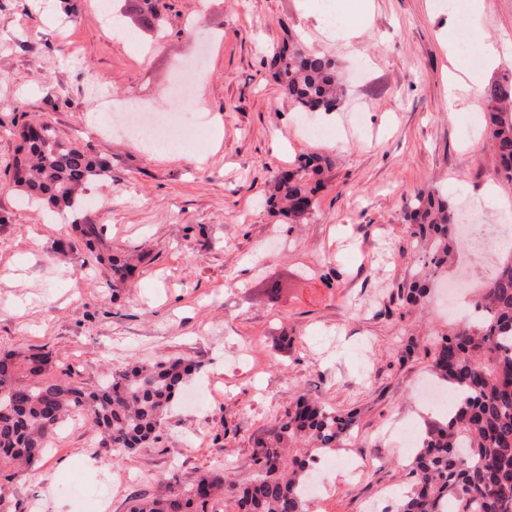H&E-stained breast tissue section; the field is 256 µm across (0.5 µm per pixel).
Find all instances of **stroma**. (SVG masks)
<instances>
[{"mask_svg": "<svg viewBox=\"0 0 512 512\" xmlns=\"http://www.w3.org/2000/svg\"><path fill=\"white\" fill-rule=\"evenodd\" d=\"M367 4L363 29L336 35ZM159 32H116L104 0H0V353L40 348L55 375L92 387L136 360L185 357L198 372L156 441L112 463L86 417L65 421L50 452L0 484L16 512H95L85 492L106 486L109 512L156 492L172 470L218 467L238 484L255 469L253 439L300 394L355 412L326 496L310 512H395L413 449L400 433L443 420L424 406L433 340L458 328L476 297L445 289L460 251L436 275L425 308L397 288L426 274L407 231L406 198L447 194L460 214L512 225V184L497 172L483 108L456 85L479 53L475 37L512 42V0H483L463 17L441 0H171ZM473 39L459 46L461 19ZM331 56L345 93L333 112H301L270 67L288 41ZM184 72L203 137L181 159L149 155L107 132L111 113L165 109ZM56 135L110 170L82 212L104 228L101 254L142 255L112 287L104 265L62 247L48 205L21 207L12 182L23 125ZM327 156L308 223L268 202L273 172ZM494 196H483L486 186ZM336 272L326 286L323 275ZM281 283L276 304L266 289Z\"/></svg>", "mask_w": 512, "mask_h": 512, "instance_id": "35a3bbf8", "label": "stroma"}]
</instances>
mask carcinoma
<instances>
[{
    "label": "carcinoma",
    "instance_id": "cac0c4a2",
    "mask_svg": "<svg viewBox=\"0 0 512 512\" xmlns=\"http://www.w3.org/2000/svg\"><path fill=\"white\" fill-rule=\"evenodd\" d=\"M132 20L144 29L160 26L165 0H133ZM274 75L301 112H334L341 100L336 64L297 44L274 52ZM493 150L512 182V85L484 92ZM14 160V183L31 199L45 200L61 212L81 209L85 183L107 168L56 137L47 124H26ZM326 159L307 155L297 166L274 175L270 206L286 203L291 224L304 223L322 187ZM411 238L429 244L430 263L439 268L462 249L452 206L435 192L405 200ZM77 241L90 255L103 228L85 218L74 224ZM112 282L131 275L129 258L108 257ZM430 289L415 278L398 289L407 305L421 306ZM480 312L437 341L433 374L464 396L445 422L422 433L410 464L412 483L397 500L396 512H512V258L475 301ZM41 351L0 355V472L31 466L49 451V442L76 411L83 412L112 451V461L142 448L160 426L198 365L185 358L132 362L95 388L49 372ZM30 378V382L22 378ZM356 415L340 413L300 395L284 416L256 438L257 473L242 485L229 482L224 469L187 478L168 474L151 497L134 499L130 512H309L308 492L316 459L336 450L354 429Z\"/></svg>",
    "mask_w": 512,
    "mask_h": 512
}]
</instances>
